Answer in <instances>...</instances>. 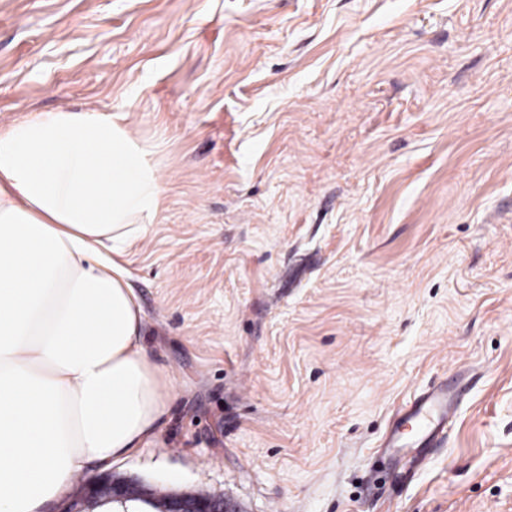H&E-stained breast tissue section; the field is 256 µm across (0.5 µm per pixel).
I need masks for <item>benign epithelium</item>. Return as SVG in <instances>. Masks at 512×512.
<instances>
[{"label":"benign epithelium","instance_id":"1","mask_svg":"<svg viewBox=\"0 0 512 512\" xmlns=\"http://www.w3.org/2000/svg\"><path fill=\"white\" fill-rule=\"evenodd\" d=\"M109 503L121 506V512H131L130 503L148 505L152 512H233L222 499L188 494L158 495L135 480L116 478L110 473L92 484H79L74 497L60 512H99V508Z\"/></svg>","mask_w":512,"mask_h":512}]
</instances>
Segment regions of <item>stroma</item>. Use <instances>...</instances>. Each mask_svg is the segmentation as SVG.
<instances>
[{
  "mask_svg": "<svg viewBox=\"0 0 512 512\" xmlns=\"http://www.w3.org/2000/svg\"><path fill=\"white\" fill-rule=\"evenodd\" d=\"M119 112L175 387L112 473L238 512H512V0H0V129ZM470 383L422 461L418 392Z\"/></svg>",
  "mask_w": 512,
  "mask_h": 512,
  "instance_id": "35a3bbf8",
  "label": "stroma"
}]
</instances>
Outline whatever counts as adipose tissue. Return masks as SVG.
Segmentation results:
<instances>
[{"instance_id": "ef3b65f1", "label": "adipose tissue", "mask_w": 512, "mask_h": 512, "mask_svg": "<svg viewBox=\"0 0 512 512\" xmlns=\"http://www.w3.org/2000/svg\"><path fill=\"white\" fill-rule=\"evenodd\" d=\"M150 155L103 112L40 113L0 132V512H39L169 411L172 377L144 352L115 260L158 215Z\"/></svg>"}]
</instances>
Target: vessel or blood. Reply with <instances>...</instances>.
<instances>
[{
  "instance_id": "obj_1",
  "label": "vessel or blood",
  "mask_w": 512,
  "mask_h": 512,
  "mask_svg": "<svg viewBox=\"0 0 512 512\" xmlns=\"http://www.w3.org/2000/svg\"><path fill=\"white\" fill-rule=\"evenodd\" d=\"M460 387L440 386L413 398L404 407V418L415 431L413 443L420 448L434 447L454 416Z\"/></svg>"
}]
</instances>
